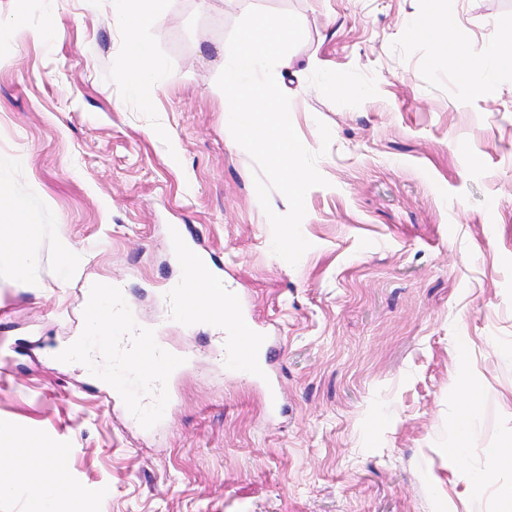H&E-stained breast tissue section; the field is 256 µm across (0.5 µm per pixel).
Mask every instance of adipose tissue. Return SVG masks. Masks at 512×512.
I'll return each instance as SVG.
<instances>
[{
    "mask_svg": "<svg viewBox=\"0 0 512 512\" xmlns=\"http://www.w3.org/2000/svg\"><path fill=\"white\" fill-rule=\"evenodd\" d=\"M169 9V0H114L113 21L127 34V66L120 78L131 89L152 81L153 50L140 39L141 30L152 26ZM457 23L456 0H428L426 11L414 22V33L431 44L436 52L448 56L461 71L482 70L487 79H494L498 72L512 70V52H499L494 43H487L480 51H472L452 38ZM0 206L7 209L17 232L10 240L9 258L15 285H26L34 255L29 240L34 228L27 222L25 205L21 200L0 195Z\"/></svg>",
    "mask_w": 512,
    "mask_h": 512,
    "instance_id": "adipose-tissue-1",
    "label": "adipose tissue"
}]
</instances>
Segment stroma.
Masks as SVG:
<instances>
[{
	"label": "stroma",
	"instance_id": "stroma-1",
	"mask_svg": "<svg viewBox=\"0 0 512 512\" xmlns=\"http://www.w3.org/2000/svg\"><path fill=\"white\" fill-rule=\"evenodd\" d=\"M112 8L26 0L15 19L0 0V189L36 228L27 287L0 273V512L37 492L55 512H512V463L491 457L512 449V71L474 94L479 72L410 32L426 0H170L140 33L157 75L133 91ZM252 8L305 29L274 75L328 184L306 194L295 266L216 84ZM456 10L462 45L512 38V0ZM179 224L223 263L228 313L274 337L276 411L209 327L163 322ZM91 278L191 355L154 430L118 394L138 372L57 356L112 344L84 327ZM51 460L65 488L46 485Z\"/></svg>",
	"mask_w": 512,
	"mask_h": 512
}]
</instances>
